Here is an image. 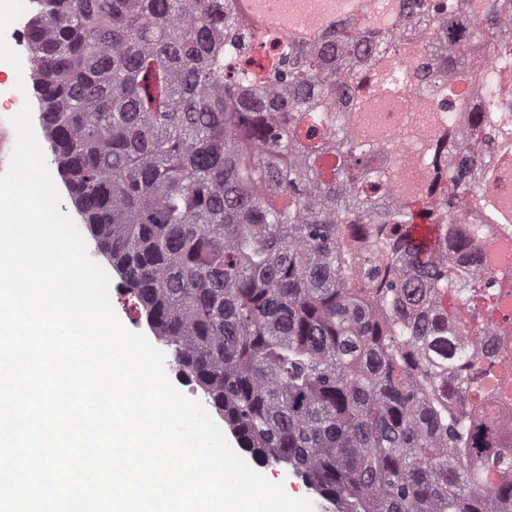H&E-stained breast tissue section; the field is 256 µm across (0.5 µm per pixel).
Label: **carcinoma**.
I'll use <instances>...</instances> for the list:
<instances>
[{"instance_id": "carcinoma-1", "label": "carcinoma", "mask_w": 512, "mask_h": 512, "mask_svg": "<svg viewBox=\"0 0 512 512\" xmlns=\"http://www.w3.org/2000/svg\"><path fill=\"white\" fill-rule=\"evenodd\" d=\"M481 3L395 0L380 27L361 0L280 39L237 0H31L97 251L242 448L334 512H512V281L483 246L512 214L482 167L491 142L512 164V0ZM382 94L468 122L378 137ZM399 180L406 185H412L419 182L420 170L417 165L413 148L406 143H399Z\"/></svg>"}]
</instances>
